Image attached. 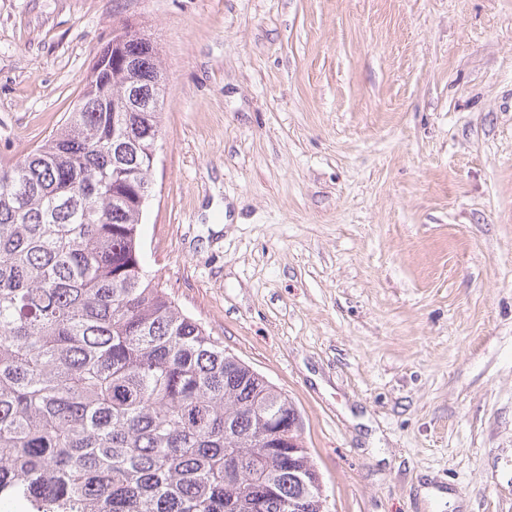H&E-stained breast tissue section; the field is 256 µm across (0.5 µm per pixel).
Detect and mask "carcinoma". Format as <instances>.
<instances>
[{
  "instance_id": "cac0c4a2",
  "label": "carcinoma",
  "mask_w": 512,
  "mask_h": 512,
  "mask_svg": "<svg viewBox=\"0 0 512 512\" xmlns=\"http://www.w3.org/2000/svg\"><path fill=\"white\" fill-rule=\"evenodd\" d=\"M116 34L58 132L0 163V496L37 512H327L293 404L145 269L134 197L162 105L112 146L111 101L164 73ZM122 49L139 57L127 71Z\"/></svg>"
}]
</instances>
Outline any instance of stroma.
<instances>
[{"instance_id":"1","label":"stroma","mask_w":512,"mask_h":512,"mask_svg":"<svg viewBox=\"0 0 512 512\" xmlns=\"http://www.w3.org/2000/svg\"><path fill=\"white\" fill-rule=\"evenodd\" d=\"M126 25L146 267L296 406L329 512H512V0H0V161Z\"/></svg>"}]
</instances>
